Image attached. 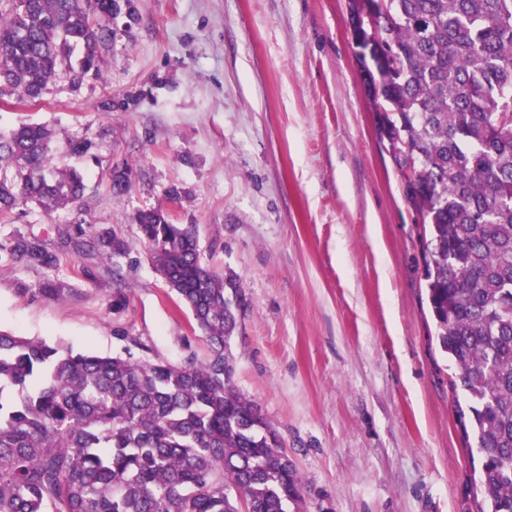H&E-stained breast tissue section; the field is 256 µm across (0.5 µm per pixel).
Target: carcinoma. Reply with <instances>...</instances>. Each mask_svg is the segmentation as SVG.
<instances>
[{
	"mask_svg": "<svg viewBox=\"0 0 512 512\" xmlns=\"http://www.w3.org/2000/svg\"><path fill=\"white\" fill-rule=\"evenodd\" d=\"M0 93L40 99L62 71H98L117 0H7ZM357 53L377 131L420 221L426 295L467 447L476 512H512V0H378ZM46 124L0 136V216L84 197L52 165ZM130 188V168L111 191ZM136 223L155 269L204 335L182 364L74 351L0 330V512H301L280 435L234 382L246 309L236 275L205 262L191 224ZM109 257L125 252L102 235ZM0 252L53 270L35 235Z\"/></svg>",
	"mask_w": 512,
	"mask_h": 512,
	"instance_id": "1",
	"label": "carcinoma"
}]
</instances>
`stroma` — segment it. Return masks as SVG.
<instances>
[{
    "label": "stroma",
    "mask_w": 512,
    "mask_h": 512,
    "mask_svg": "<svg viewBox=\"0 0 512 512\" xmlns=\"http://www.w3.org/2000/svg\"><path fill=\"white\" fill-rule=\"evenodd\" d=\"M131 5L108 22L97 75L60 73L34 102L0 95V134L48 124L54 165L86 185L77 208L0 220V241L32 233L60 258L52 271L0 258V328L100 355L204 357L136 225L162 208L240 280L235 382L296 463L305 512H473L418 218L376 133L346 0ZM83 138L86 154H65ZM103 230L125 255L106 257Z\"/></svg>",
    "instance_id": "stroma-1"
}]
</instances>
